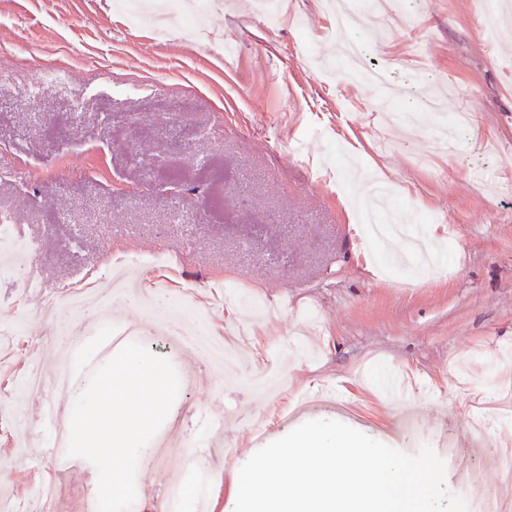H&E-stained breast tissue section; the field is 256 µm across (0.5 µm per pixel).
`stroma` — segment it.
Returning <instances> with one entry per match:
<instances>
[{
    "instance_id": "obj_1",
    "label": "stroma",
    "mask_w": 512,
    "mask_h": 512,
    "mask_svg": "<svg viewBox=\"0 0 512 512\" xmlns=\"http://www.w3.org/2000/svg\"><path fill=\"white\" fill-rule=\"evenodd\" d=\"M115 2L0 0V57L28 76H0V209L40 240L49 285L0 283V499L35 512L28 486L53 481L59 512H79L97 490L89 460L61 469L40 456V409L55 395L22 398L19 384L30 360L63 347L104 364L107 330L66 307L76 282L114 254L180 247L181 266L142 271L147 292L193 282L219 337L243 322L224 278L264 298L270 316L239 339L244 369L276 366L288 390L208 385L192 352L168 354L181 386L164 442L139 456L131 512L161 496L160 466L184 475L189 497L209 494L210 512H231L243 453L315 419L408 454L431 446L446 489L477 506L512 439V420L469 433L475 413L512 404L499 391L512 375L484 366L512 356V195L501 192L512 182V44L483 32L490 0H387L345 28L367 67L401 60L392 81L411 91L405 107L382 86L307 65L338 53L326 0H281L274 20L259 0H209L191 29L166 33L156 8L132 26ZM337 145L390 186L414 236L444 238V271L382 272L339 190ZM169 180L185 194L152 191ZM391 372L409 379L398 401L380 390ZM468 454L472 482L455 461Z\"/></svg>"
}]
</instances>
